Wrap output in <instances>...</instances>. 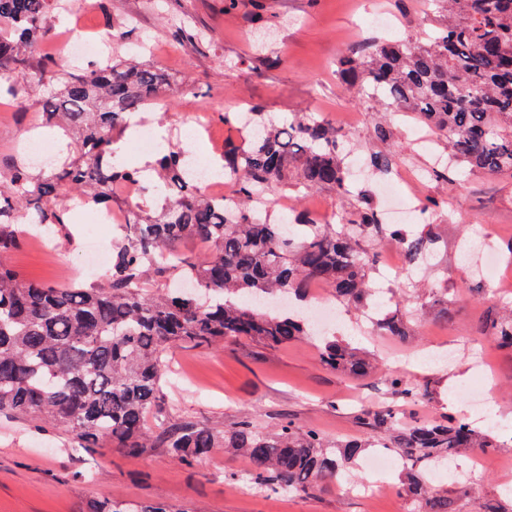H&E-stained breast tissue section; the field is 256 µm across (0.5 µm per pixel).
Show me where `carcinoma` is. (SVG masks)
<instances>
[{"instance_id": "carcinoma-1", "label": "carcinoma", "mask_w": 512, "mask_h": 512, "mask_svg": "<svg viewBox=\"0 0 512 512\" xmlns=\"http://www.w3.org/2000/svg\"><path fill=\"white\" fill-rule=\"evenodd\" d=\"M436 2L448 21L426 41L376 40L341 53L336 65L345 89L446 140L457 165L511 174L512 0ZM58 10V0H0V98L36 99L46 124L71 138L68 158L50 173L19 166L0 185V413L51 424L71 437L73 448L106 444L129 455L162 448L188 467L222 450L247 461V481L272 494L318 491L354 471L367 449L379 448L404 458L399 490L413 512H460L471 486L437 483L427 475L429 465L465 448L501 447L490 429L465 417L421 423L383 404L354 415L363 437L332 443L288 417L272 431L246 417L218 429L173 417L162 405L170 347L248 339L279 348L312 338L314 326L300 310L313 283L349 308L369 304L377 253L361 242L396 243L409 270L436 248L434 225L414 232L382 221L370 187L350 181L343 157L348 135L332 121L303 112L274 118L252 107L249 138L224 145L230 206L204 193L183 144L167 140L152 166L155 181L143 185V196L162 197L160 212L150 213L142 199L129 204L131 223L112 246V275L104 283L54 287L19 279L6 260L22 241L16 226L59 232L72 223L64 201L110 202L115 185L141 178L139 167L116 158L114 145L138 111L173 93L163 72L115 51L77 73L35 57ZM173 37L202 42L186 22L174 26ZM393 163V155L373 152L368 167L387 176ZM291 187L335 192L342 221L272 222V197ZM186 239L207 242V257L184 254L179 245ZM171 270L193 290L163 287L158 278ZM401 291L407 303L449 317L448 289L424 296L408 280ZM379 327L388 336L409 335L391 311ZM486 330L512 350V312L489 320ZM320 357L357 377L375 368L367 352L336 339H323ZM384 386L412 410L430 394L427 384L399 371L389 372ZM88 512L191 510L111 498L91 502Z\"/></svg>"}]
</instances>
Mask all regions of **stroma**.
I'll list each match as a JSON object with an SVG mask.
<instances>
[{
    "label": "stroma",
    "instance_id": "1",
    "mask_svg": "<svg viewBox=\"0 0 512 512\" xmlns=\"http://www.w3.org/2000/svg\"><path fill=\"white\" fill-rule=\"evenodd\" d=\"M69 10L83 16L85 32L111 28L117 18H133L135 28L126 42L146 39L152 51L148 64L187 80L191 94L175 97L167 108L156 107L153 134L170 136L176 126L191 123L194 113H207L214 138L207 152H223L225 143L240 142V125H227L224 112L261 105L275 115L310 112L335 121L354 145L351 161H363L371 151L411 150L396 161L399 188L414 201L446 200L449 214L434 216L438 251L423 265L420 281L448 291L452 317L441 322L427 316L413 323L405 341L364 331V321L351 310L331 327L336 338L352 341L375 353L381 367L366 378L324 366L319 342L303 338L281 348H266L242 339L229 346L184 345L168 353L169 372L163 384L165 408L176 417L220 427L239 417L275 429L281 418L319 430L331 440L359 437L354 412L389 403L381 386L393 368L392 356L410 353L405 371L428 384L430 397L415 416L429 420L445 414L470 415L468 394L479 393L481 381L471 366L469 351L484 345L490 370L501 396L487 417L499 423L501 446L488 452L484 470L475 474V497L487 501L512 488V351L487 342L484 321L501 316L512 305V256L504 257L495 280L482 277L479 264H467L461 248L468 242L489 244L495 251L512 241V176L456 169V184L425 179L421 172L442 154L443 140L432 137L415 144V124L387 112L376 102L347 92L337 75L336 60L352 44L370 38L421 41L447 14L436 0H67ZM392 14L394 32L372 25L373 13ZM202 29L208 46L175 40L172 17ZM40 122L38 105L0 109V176L31 155L28 137ZM391 124L394 136L381 142L374 128ZM292 212H307L319 223L338 221L336 195L319 190L306 195L286 191ZM92 210L82 220L49 237L47 248L23 243L9 264L27 281L64 287L77 282L89 287L103 281L107 270L74 275L87 252L88 236L112 246L110 226L92 223ZM244 460L224 454L195 467L182 465L165 450L155 448L131 456L104 448L94 456L68 448L67 438L52 428L8 414L0 415V512H86L94 499L116 498L163 503L175 512L199 506L204 512H411L410 502L395 490V474L382 477V491L364 493L372 479L359 474L358 490L330 488L323 493L268 496L248 482L227 481L244 472Z\"/></svg>",
    "mask_w": 512,
    "mask_h": 512
}]
</instances>
